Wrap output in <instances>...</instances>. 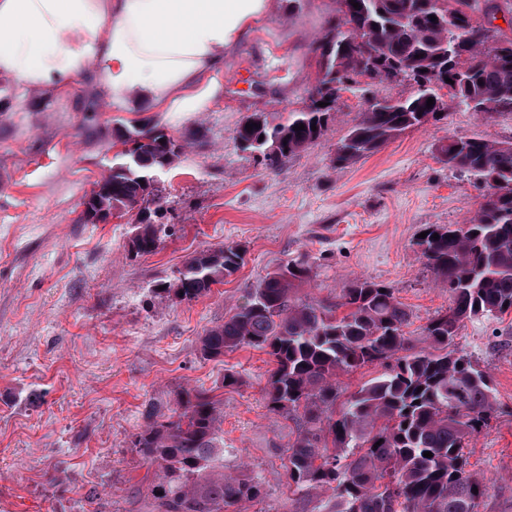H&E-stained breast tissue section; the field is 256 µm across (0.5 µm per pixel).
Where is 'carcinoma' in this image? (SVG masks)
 I'll return each mask as SVG.
<instances>
[{
	"label": "carcinoma",
	"instance_id": "1",
	"mask_svg": "<svg viewBox=\"0 0 512 512\" xmlns=\"http://www.w3.org/2000/svg\"><path fill=\"white\" fill-rule=\"evenodd\" d=\"M339 2L341 18L319 42L320 97L276 124L254 112L234 131V140L269 167L320 139L341 93L366 74L379 83L409 81L414 92L372 97L336 145L337 166L437 119L447 108L439 94L445 87L456 105L474 112L484 101L495 104L490 116L512 112V37L492 27L497 0ZM299 124L304 129L294 130ZM123 137L131 147L115 155L88 206L95 216L135 217L132 246L148 254L159 241L149 217L162 197L145 176L171 167L184 146L156 124L133 126ZM438 153L448 168L475 176L484 194L471 223L429 224L416 241L452 299L423 327L427 348L413 350L404 332L408 311L393 289L375 281L354 279L337 301L294 299L293 290L310 278L305 260L267 273L224 324L201 338L212 359L244 346L271 357L267 406L301 415L285 450L288 486L316 491L318 512H476L485 494L465 447L488 426L498 401L490 376L454 339L466 320L512 312V143L457 138ZM245 253L222 245L192 255L175 295L188 302L206 295L244 265ZM375 364L384 372L336 407L337 374ZM145 417L133 447L154 468L146 512H228L262 499L259 478L224 472L221 402L209 391L183 392L169 415L150 401ZM349 448L357 450L352 460Z\"/></svg>",
	"mask_w": 512,
	"mask_h": 512
}]
</instances>
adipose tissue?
I'll use <instances>...</instances> for the list:
<instances>
[{
    "label": "adipose tissue",
    "mask_w": 512,
    "mask_h": 512,
    "mask_svg": "<svg viewBox=\"0 0 512 512\" xmlns=\"http://www.w3.org/2000/svg\"><path fill=\"white\" fill-rule=\"evenodd\" d=\"M275 0H0V82L65 91L95 75L112 106L202 112L227 49Z\"/></svg>",
    "instance_id": "obj_1"
}]
</instances>
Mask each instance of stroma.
<instances>
[{
	"label": "stroma",
	"mask_w": 512,
	"mask_h": 512,
	"mask_svg": "<svg viewBox=\"0 0 512 512\" xmlns=\"http://www.w3.org/2000/svg\"><path fill=\"white\" fill-rule=\"evenodd\" d=\"M277 3L227 54L224 91L202 112L127 111L90 77L68 94L0 83V512H143L154 471L132 442L144 403L167 412L192 388L222 401L225 470L264 484L263 501L242 512H312L314 494L288 489L284 450L298 425L267 406L269 356L244 347L207 358L205 331L268 271L301 257L312 272L296 298H338L357 277L387 285L417 350L423 326L450 305L416 240L429 224L470 223L483 190L449 170L437 147L512 142V112L488 117L452 103L440 120L337 168L336 145L368 106L359 82L322 138L268 168L234 130L251 113L278 123L309 104L314 47L339 16L337 0ZM147 121L186 150L158 176L161 243L141 255L132 217L93 224L84 202L123 150L121 130ZM231 244L246 250L236 274L192 302L168 292L188 257ZM455 345L488 372L503 408L466 448L487 484L477 512H512V313L464 321ZM228 370L237 387H222Z\"/></svg>",
	"instance_id": "stroma-1"
}]
</instances>
